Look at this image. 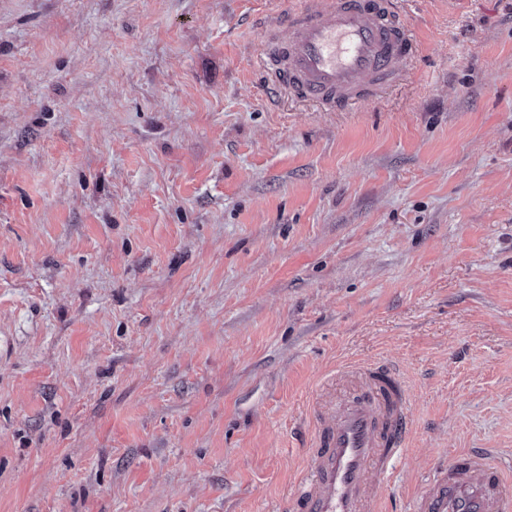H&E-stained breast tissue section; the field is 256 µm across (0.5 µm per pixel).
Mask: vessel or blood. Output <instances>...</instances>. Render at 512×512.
<instances>
[{"mask_svg":"<svg viewBox=\"0 0 512 512\" xmlns=\"http://www.w3.org/2000/svg\"><path fill=\"white\" fill-rule=\"evenodd\" d=\"M400 0H305L276 29L262 28L261 53L276 64L273 93L339 112L367 89L399 77L416 44L396 19ZM347 394L328 391L309 406L312 438L289 512H386L375 483L390 475L412 435L411 396L395 367L349 365L336 373ZM413 512H512V463L490 448H468L435 463Z\"/></svg>","mask_w":512,"mask_h":512,"instance_id":"obj_1","label":"vessel or blood"}]
</instances>
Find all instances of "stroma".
Listing matches in <instances>:
<instances>
[{"label":"stroma","mask_w":512,"mask_h":512,"mask_svg":"<svg viewBox=\"0 0 512 512\" xmlns=\"http://www.w3.org/2000/svg\"><path fill=\"white\" fill-rule=\"evenodd\" d=\"M297 0H0V512H279L348 362L393 483L512 455V0H407V75L272 104Z\"/></svg>","instance_id":"obj_1"}]
</instances>
